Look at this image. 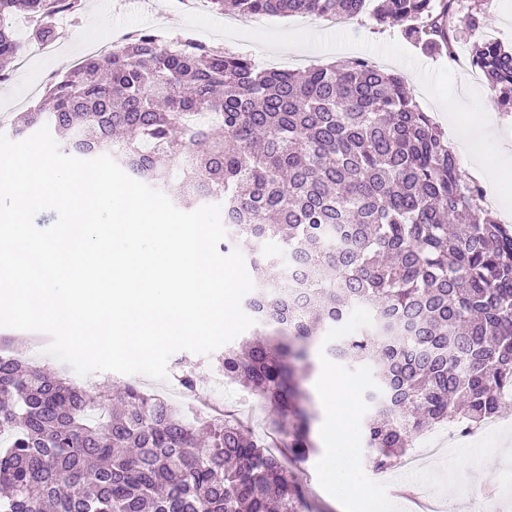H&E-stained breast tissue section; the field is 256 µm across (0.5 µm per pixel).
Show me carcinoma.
I'll use <instances>...</instances> for the list:
<instances>
[{
    "mask_svg": "<svg viewBox=\"0 0 512 512\" xmlns=\"http://www.w3.org/2000/svg\"><path fill=\"white\" fill-rule=\"evenodd\" d=\"M230 15L368 16L455 51V0H210ZM80 0H0V79L22 44L6 19L52 41ZM479 69L512 109V48L484 41ZM48 126L62 151L103 150L181 203L216 201L233 222L221 248L257 244L245 301L259 338L220 368L271 402L288 459L316 452L312 398L325 354L371 374L362 422L373 470L398 466L435 424L468 430L512 389V230L462 180L448 137L403 77L351 58L259 70L184 31L139 30L47 84L13 134ZM268 242L275 251L264 249ZM0 512H315L280 459L229 420L188 417L128 384L121 407L0 355Z\"/></svg>",
    "mask_w": 512,
    "mask_h": 512,
    "instance_id": "carcinoma-1",
    "label": "carcinoma"
}]
</instances>
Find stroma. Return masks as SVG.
Here are the masks:
<instances>
[{
    "mask_svg": "<svg viewBox=\"0 0 512 512\" xmlns=\"http://www.w3.org/2000/svg\"><path fill=\"white\" fill-rule=\"evenodd\" d=\"M482 17L481 28L471 29L465 24L467 15ZM159 25L165 35L172 36L191 30L203 41H210L213 34L224 27L223 15L213 12L187 14L179 10L174 0H83L81 10L67 39L54 52L21 58L10 78L0 82V133H8L11 122L17 119L35 100V87L44 85L47 76L62 74L77 58L85 56L89 45L111 40L113 33L122 28H144ZM458 46L457 58H450L438 51H427L407 39L400 27L379 26L362 19L352 28L335 32L322 20L293 17L268 18L260 29L245 28L234 32L225 46L248 55L258 67H266L272 57L296 61L298 53L285 48L286 39L301 36L308 40L307 56L313 64L328 63L347 57L366 58L386 62L389 69L408 75L409 71L427 72L426 84H408L413 100L432 117H440L442 104L453 101L462 121H469L476 110L473 92H481L493 103L494 120L490 129L502 149L512 151V111L498 106L497 94L479 71L463 62L471 48L484 39L485 33H495L505 42H512V0H457L456 12L451 20ZM49 335L42 332L0 328V350L18 353L35 366L74 378L72 368L50 356L44 349ZM223 350L210 355L188 351L174 354L168 362L169 378L158 382L142 375H123L99 372L83 377V385L100 387L111 383L115 386L135 384L151 393L169 396L178 390L175 378L179 361L193 364L199 377L195 393L202 398L219 397L225 412L233 414L249 431L272 441L275 436V414L263 406L252 412H243L239 403L246 397V389L237 383L220 384L216 381ZM332 371L350 382L354 388L355 402L347 423L345 447L351 448L359 463L353 474L361 492L343 495L337 490L336 465L325 450L327 417L317 413L313 424L318 450L304 469L290 468L292 478L307 483L310 500L321 512H408L407 500L394 494V487L406 483V476L393 473L386 482H375L363 457L366 453L361 434V421L367 412L365 392L370 384L367 372L350 370L325 356H318L315 370L307 377L305 386L310 394H317L323 372ZM499 430L488 433L475 430L466 437L459 456L468 465L467 475L450 472L447 455H440L429 463L431 475L415 485V492L427 500L446 502L445 512H478L486 501H493L497 512H512V400L499 415Z\"/></svg>",
    "mask_w": 512,
    "mask_h": 512,
    "instance_id": "obj_1",
    "label": "stroma"
}]
</instances>
